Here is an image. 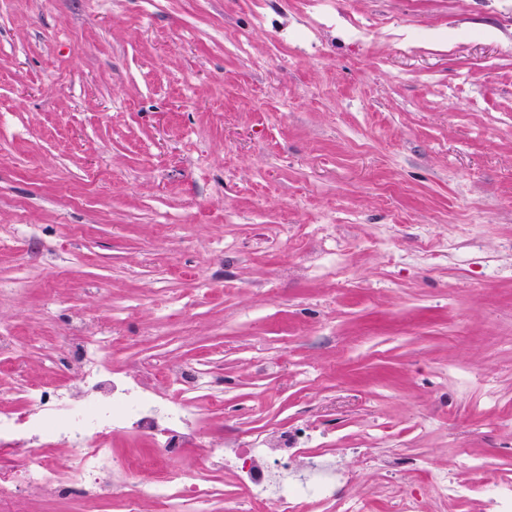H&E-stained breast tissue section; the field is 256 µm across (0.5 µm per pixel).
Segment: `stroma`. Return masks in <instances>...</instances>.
Returning a JSON list of instances; mask_svg holds the SVG:
<instances>
[{
  "label": "stroma",
  "mask_w": 512,
  "mask_h": 512,
  "mask_svg": "<svg viewBox=\"0 0 512 512\" xmlns=\"http://www.w3.org/2000/svg\"><path fill=\"white\" fill-rule=\"evenodd\" d=\"M3 235L2 390L75 309L211 440L343 449L314 512L512 477V0H0Z\"/></svg>",
  "instance_id": "35a3bbf8"
}]
</instances>
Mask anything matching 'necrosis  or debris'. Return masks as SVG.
<instances>
[{"mask_svg":"<svg viewBox=\"0 0 512 512\" xmlns=\"http://www.w3.org/2000/svg\"><path fill=\"white\" fill-rule=\"evenodd\" d=\"M62 317L68 325L69 353L61 367L71 385L28 382L22 403L0 405V450L20 458L16 467H0V512H11L12 502L33 492L93 504L113 498L132 505L151 501L165 512H196L210 498V476L228 468L234 469L251 507L310 512L314 504L335 500L346 475L334 454L319 453L302 463L280 437H256L248 448L214 444L204 429L203 412L222 409L224 401L215 395L201 399V391L208 388L203 370L165 366L164 375L178 392L160 395L145 378L113 368L119 337L108 332L89 335L78 312L66 311ZM116 431L148 439L157 458L130 473L113 456ZM61 445L75 450L65 470L53 459ZM188 448L202 449L201 464L164 472L161 459Z\"/></svg>","mask_w":512,"mask_h":512,"instance_id":"obj_1","label":"necrosis or debris"}]
</instances>
